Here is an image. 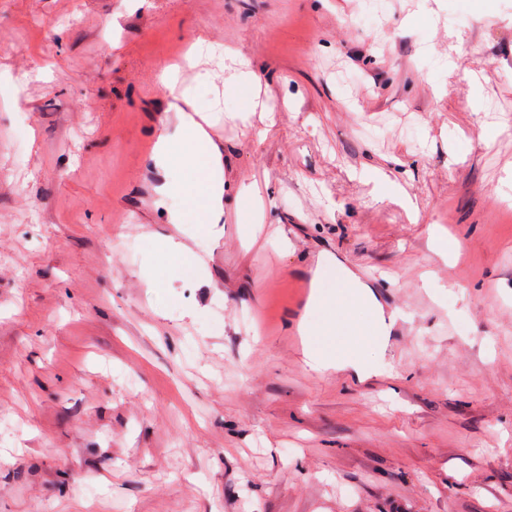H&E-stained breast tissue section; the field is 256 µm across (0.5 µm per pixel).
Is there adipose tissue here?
I'll list each match as a JSON object with an SVG mask.
<instances>
[{
	"instance_id": "ef3b65f1",
	"label": "adipose tissue",
	"mask_w": 512,
	"mask_h": 512,
	"mask_svg": "<svg viewBox=\"0 0 512 512\" xmlns=\"http://www.w3.org/2000/svg\"><path fill=\"white\" fill-rule=\"evenodd\" d=\"M336 288L321 299L325 317L313 330L308 364L316 371L351 370L370 377V355L381 343L382 314L371 308V293L346 268L337 267Z\"/></svg>"
}]
</instances>
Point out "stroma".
Here are the masks:
<instances>
[{"label":"stroma","mask_w":512,"mask_h":512,"mask_svg":"<svg viewBox=\"0 0 512 512\" xmlns=\"http://www.w3.org/2000/svg\"><path fill=\"white\" fill-rule=\"evenodd\" d=\"M510 206L512 0H0V512H512ZM324 259L367 380L306 364ZM194 137L193 128H184L176 139H168L163 160L182 169H193L200 165L199 157L187 152V144ZM213 181L214 178L211 176L209 183H207V179L205 182L198 180L192 184H182L177 187V190L186 192L190 197H206L207 204L202 208L207 212L205 224L209 231L215 233L217 230L214 229L217 224H220L224 215V205L222 204L224 189L215 190Z\"/></svg>","instance_id":"1"}]
</instances>
